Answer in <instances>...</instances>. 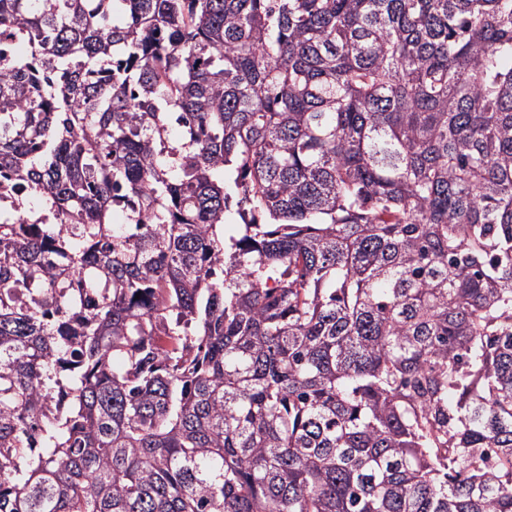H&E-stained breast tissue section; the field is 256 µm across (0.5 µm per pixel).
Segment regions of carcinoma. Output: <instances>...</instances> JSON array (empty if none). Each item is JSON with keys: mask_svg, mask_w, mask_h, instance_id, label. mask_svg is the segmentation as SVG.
<instances>
[{"mask_svg": "<svg viewBox=\"0 0 512 512\" xmlns=\"http://www.w3.org/2000/svg\"><path fill=\"white\" fill-rule=\"evenodd\" d=\"M2 183L0 512H512V0H0Z\"/></svg>", "mask_w": 512, "mask_h": 512, "instance_id": "carcinoma-1", "label": "carcinoma"}]
</instances>
